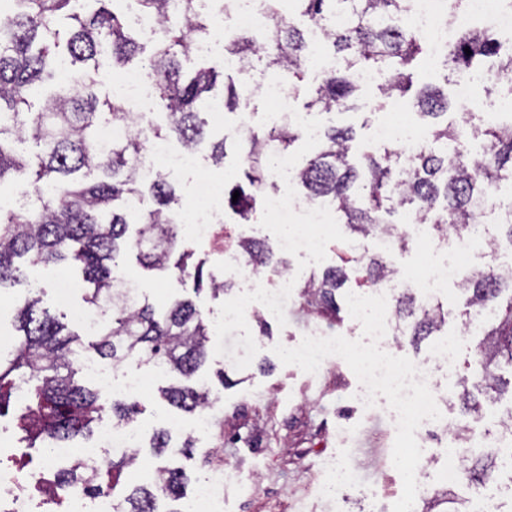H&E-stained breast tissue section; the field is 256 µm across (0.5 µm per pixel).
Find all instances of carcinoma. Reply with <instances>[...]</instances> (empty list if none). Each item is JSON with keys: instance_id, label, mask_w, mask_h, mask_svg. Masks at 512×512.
<instances>
[{"instance_id": "cac0c4a2", "label": "carcinoma", "mask_w": 512, "mask_h": 512, "mask_svg": "<svg viewBox=\"0 0 512 512\" xmlns=\"http://www.w3.org/2000/svg\"><path fill=\"white\" fill-rule=\"evenodd\" d=\"M87 0H17L9 18L0 20V185L23 184L37 197L30 207L0 205V288L8 285L28 294L18 312L19 341L13 358L0 370V412L16 403L17 388L23 387L30 418L22 413L18 426L29 447L46 440L54 443L92 433L101 411V392L85 383L81 369L69 359L78 333L42 306L31 286L28 267L77 266L93 285L89 302L111 305L112 315L100 328L96 350L111 364L128 358H144L164 366L177 382L162 389L163 398L189 414L212 404L210 390L197 381L208 356L209 334L203 315L192 299L175 300L158 312L147 302L127 306L130 296L114 287L122 250L130 247V228L136 240V258L148 271L193 275L199 291L203 268L187 271L189 254L179 253L181 230L170 222L167 209L175 198L169 175L157 173L142 178L137 162L144 151L139 132L98 149L101 110L112 120L136 123L119 98L100 100L97 87L104 78L102 57L109 55L112 69L122 70L133 59L149 81L154 97L165 108V127L153 126L150 136L174 139L186 150L205 140L208 122L205 105L219 73L213 67L187 71L183 58L192 43L210 34V22L197 0H178V13L168 16L167 0H135L138 10L160 22L164 37L151 50L140 44L123 17L126 0H92L99 7L86 13ZM269 29L264 39L241 33L224 42V56L236 57L242 67L254 63L276 73L286 71L298 89L305 78L302 65L307 53L304 29L288 21L295 14L328 28L326 45L342 64L324 73L306 103L319 112L348 111L358 90L353 74L363 68L383 73V94L401 97L413 86V70L425 51L415 32L404 23L405 0H266ZM70 21L67 38L59 23ZM471 54H466L465 49ZM493 34L460 27L458 40L448 47L445 63L457 70L479 73L485 61L499 54ZM71 80L61 74V64ZM53 91L34 109L32 94L45 85ZM421 115H447L448 96L424 87L416 94ZM469 131L454 123L434 126L423 135L424 146L405 168L392 166L391 155L362 156L361 166L352 160L353 131L332 126L324 132L319 152L298 163L299 182L305 194L336 206L353 234L362 236L392 223L398 206H409L438 233L453 226L459 236L473 233L474 206L495 192L505 165L512 164V127L489 125L481 131L486 153L473 154ZM301 137L291 127L263 125L255 128L250 161L240 176L248 187L237 183L224 194V204L237 213L241 223L252 222L256 194L265 190L273 160L288 153ZM31 139L41 152L36 163L19 156L14 141ZM237 202H232L234 192ZM244 248L254 263H272L273 252L264 242L251 240ZM361 279L371 284L392 272L380 260L370 258L360 265ZM347 280L346 267L326 268L305 285L306 303L322 315L338 313L336 291ZM462 288L470 293L471 307L498 305L505 290L512 291V269L481 271L468 275ZM396 314L408 320L414 336H429L445 319L440 307L423 310L411 293L396 301ZM498 325L488 333L479 360L481 378L476 387L487 400L503 392L496 373L500 360L512 365V296L498 309ZM140 413V405L121 399L112 401V416L129 423ZM194 447L192 436L172 441L159 430L150 439L155 452L187 454ZM475 451L463 458L464 474L473 483H485L486 470L470 462ZM137 459L119 453L105 467L87 469L81 464L57 476V483L81 485L92 494L102 491L120 472ZM160 489L136 487L118 504V512H155L157 491L171 500L187 497V474L180 469L160 473Z\"/></svg>"}]
</instances>
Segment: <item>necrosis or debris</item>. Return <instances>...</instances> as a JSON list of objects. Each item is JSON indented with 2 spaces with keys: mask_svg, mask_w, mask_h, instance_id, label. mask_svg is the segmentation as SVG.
I'll return each instance as SVG.
<instances>
[{
  "mask_svg": "<svg viewBox=\"0 0 512 512\" xmlns=\"http://www.w3.org/2000/svg\"><path fill=\"white\" fill-rule=\"evenodd\" d=\"M205 3L212 29L208 40L195 43L198 52L208 54L223 48L225 37L238 31L262 33L266 30L262 0H205ZM405 18L408 26L426 43L429 59L433 62L447 55L449 45L456 40L464 22L512 36V0H466L465 19L461 22L449 13L447 0H406ZM260 93L270 103L271 116L277 123L298 129L309 141H321V124L296 107L285 79L265 82ZM372 142L378 147L398 146L405 158L423 145L418 127L400 112L377 122ZM197 165L195 152L174 151L166 142L156 140L147 145L140 162V173L149 178L159 170L174 174ZM294 173L293 164L281 160L273 175L287 177L289 188L284 193L265 194L260 202L267 218L278 222L290 217L303 229L302 234L282 237L277 243L279 251L318 258L332 243L345 258L361 261V239L331 235L333 210L298 190ZM176 221L184 225L195 241L208 244L219 255L224 264L225 280L248 285L257 291L248 307L235 305L225 310V326L234 327L243 319L276 313L288 301L291 278L287 268L257 269L242 247L243 241L252 236L250 226L228 225L222 183L207 178L198 180L194 204L178 214ZM376 235L383 253H391L399 240L407 237L424 258L413 278L404 281L392 272L368 289L352 295L353 307L362 316L368 336L379 344L378 350L362 365V395L369 399L388 391L402 402L397 425L404 447L411 449L413 454L411 463L404 467L402 500L412 503L435 498L448 487L464 486L466 480L459 458L463 449L473 447L474 441L449 432L446 400L432 381L433 367L454 365V338H442L434 346L430 362L417 364L393 360L389 348L394 334V302L402 288L408 287L420 298L423 308H432L440 292L448 285H460L464 276L472 272V254L464 241L451 245L432 235L429 225L409 210L401 212L398 224L377 229ZM342 347L338 337L314 327L303 343L293 350L292 356L298 364L319 371ZM87 373L103 382L113 397L136 402L147 395L155 378L151 372L120 376L115 368L99 365L88 366ZM140 435L138 425L104 423L99 426L93 443L79 449L65 444L54 446L36 468L0 466V512H115L116 491L108 489L92 498L73 485L60 494L49 475L78 459L100 466L107 454L136 448ZM227 477V470L210 471L195 487L187 512H223Z\"/></svg>",
  "mask_w": 512,
  "mask_h": 512,
  "instance_id": "4bbe7bcc",
  "label": "necrosis or debris"
}]
</instances>
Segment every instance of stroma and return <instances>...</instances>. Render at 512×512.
Here are the masks:
<instances>
[{
  "label": "stroma",
  "mask_w": 512,
  "mask_h": 512,
  "mask_svg": "<svg viewBox=\"0 0 512 512\" xmlns=\"http://www.w3.org/2000/svg\"><path fill=\"white\" fill-rule=\"evenodd\" d=\"M496 70V62H489L487 73L477 77L472 104L465 107L452 103L450 122H464L472 129L482 127L483 112L494 104L497 86L490 75ZM354 103L349 113L323 114L319 121L324 126H353L354 146L362 153L372 150L371 127L389 113L391 101L380 88L363 87L357 91ZM200 161L201 170L188 169L174 175L178 201L172 204V212L187 207L200 173L231 185L242 166V154L240 148H228L220 167L205 155ZM469 243L476 251V268L512 267V242L507 240L503 225H480ZM119 265L120 275L140 279L143 296L157 309L187 294L183 282L174 275L141 269L134 253L122 256ZM347 275L336 293L337 317L310 314L300 294L276 314L249 318L233 331L224 328V308L248 303V289L232 288L218 295L203 290L195 302L210 330L209 357L202 375L212 388V427L209 433L195 434L190 457L146 450L142 460L183 468L194 479L211 469L232 465L234 473L224 489V512H391L402 479L400 472L388 469L397 438L388 424L390 403L383 401L369 409L360 403L359 362L353 354L337 356L316 375L298 367L290 357L291 350L315 323L349 338L353 346H371L372 339L366 336L350 303L359 274L351 268ZM439 306L447 315L441 335L459 339L453 374L438 370L433 376L447 399L448 425L461 435H495L502 422L512 417V397L484 401L481 413L474 414L463 410L461 395L463 379L473 376L483 330L496 323L497 313L492 310L467 315L466 296L455 286L449 287ZM241 346L253 350L252 361L244 368L225 360L226 352ZM330 454L360 474L359 486L343 489L344 500L339 505L318 495L313 485ZM385 470L390 477L384 494L372 498L373 484Z\"/></svg>",
  "instance_id": "35a3bbf8"
}]
</instances>
